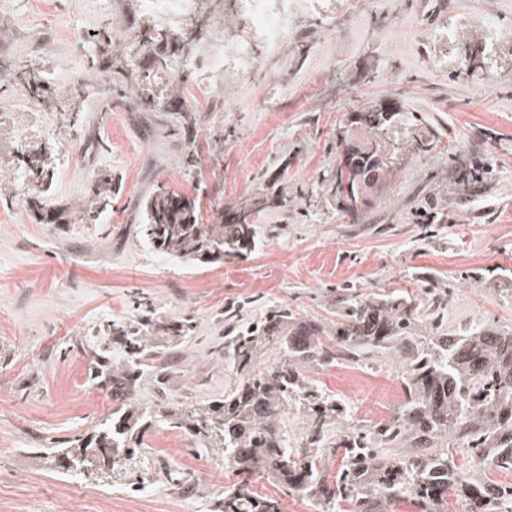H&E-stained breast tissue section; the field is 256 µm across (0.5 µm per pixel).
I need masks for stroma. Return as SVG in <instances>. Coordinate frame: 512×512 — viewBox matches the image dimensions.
Masks as SVG:
<instances>
[{
    "mask_svg": "<svg viewBox=\"0 0 512 512\" xmlns=\"http://www.w3.org/2000/svg\"><path fill=\"white\" fill-rule=\"evenodd\" d=\"M72 22L107 27L115 43L148 22L131 0H76ZM494 15L501 36L486 49L481 23ZM430 31L419 39L418 27ZM479 67L461 65L464 53ZM99 40L75 44L43 20L41 0H12L0 15V58L38 68L56 114L53 134L9 145L12 173L0 184V512H215L236 475L221 455L179 431L151 427L129 471L87 479L59 467L51 449L91 435L113 409L111 389L90 383L95 336L133 320L139 304L162 319H194L197 331L172 342L165 389L144 382L153 408L223 396L224 311L260 319L285 304L303 319L333 311L343 289L387 293L426 284L451 289L450 323L512 326V0H342L331 22L302 15L293 41L264 57L251 76H214L201 93L180 84L197 110L189 137L157 112H137L109 82ZM86 79L88 121L72 129L69 78ZM399 104L419 113L402 142L435 138L434 156L399 155L358 223L322 188L354 137L340 138L351 112ZM199 154L194 171L179 159ZM47 152L54 190L40 216L26 208L17 168L32 149ZM489 166L466 178L474 158ZM112 176V204L95 224L74 208L91 180ZM198 195L203 222L216 207L277 187L288 211L255 221L265 233L245 258L189 266L157 256L137 237L143 201L159 188ZM435 213L433 223L420 211ZM396 358L310 371L345 403L339 427L363 429L403 397Z\"/></svg>",
    "mask_w": 512,
    "mask_h": 512,
    "instance_id": "1",
    "label": "stroma"
}]
</instances>
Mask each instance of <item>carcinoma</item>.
<instances>
[{
  "label": "carcinoma",
  "mask_w": 512,
  "mask_h": 512,
  "mask_svg": "<svg viewBox=\"0 0 512 512\" xmlns=\"http://www.w3.org/2000/svg\"><path fill=\"white\" fill-rule=\"evenodd\" d=\"M205 0H194L175 35L150 36L117 47L107 40L112 79L124 84L138 108L165 112V119L191 130L192 110L169 113L154 84L143 83L129 67L134 55L150 52L154 72L170 67L174 58L196 47L189 28ZM41 75L28 73L25 83L43 110L54 111L53 100L41 95ZM410 122V113L373 107L355 113L353 124L366 131V142L346 149L336 167L322 173L341 208L355 221L368 205L367 192L380 174L392 175L398 143L390 129ZM28 175L40 187L29 201L37 213L50 188L53 171L45 154L28 156ZM112 180L102 178L93 190V204L110 200ZM145 223L139 234L157 254L190 264H206L219 257L242 258L255 249L259 226L252 221L259 210L288 209V196L279 193L244 201L231 214L216 209L217 222L200 221L199 199L174 191L157 190L144 204ZM449 294L425 288V296L394 291L363 295L350 290L337 299L336 322L304 320L284 306L260 320L243 321L244 313L224 311V367L234 376L224 396L206 403L164 410L143 406L136 394L144 376L154 373L164 384L166 368L144 363L162 361L166 340L195 334L190 318L163 322L157 311L140 312L137 325L114 321L96 337L92 384L112 386L121 403L96 425L86 439H76L50 452L121 470L144 445L147 431L165 425L192 438L204 450L218 448L224 463L238 473L261 471L282 486L327 509L346 503L351 512H384L411 498L419 512H512V484L489 478L490 471L512 470V328L487 322L452 327L448 324ZM125 351L123 364H114L109 345ZM277 354L271 364L261 358ZM394 356L403 363L404 398L392 414L372 429L357 433L328 427L343 417L335 399L311 386L308 367H334L342 362ZM303 410L302 441L288 442L285 421L290 408ZM340 457L336 476L327 474L326 461ZM218 512H281L278 499L253 496L246 484L224 488Z\"/></svg>",
  "instance_id": "obj_1"
}]
</instances>
